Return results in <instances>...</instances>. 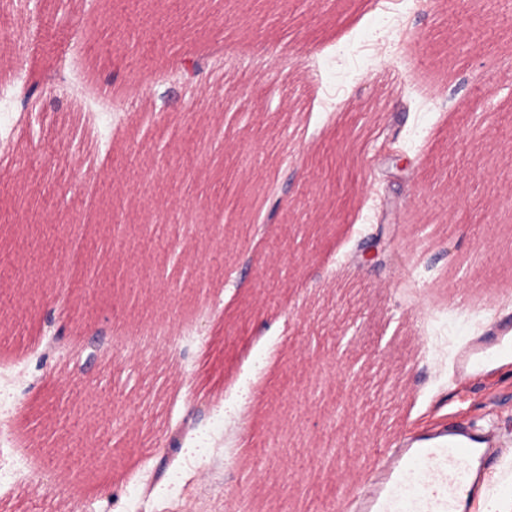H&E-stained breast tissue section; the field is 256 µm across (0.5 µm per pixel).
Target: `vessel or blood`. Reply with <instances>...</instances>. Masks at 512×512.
<instances>
[{
    "label": "vessel or blood",
    "mask_w": 512,
    "mask_h": 512,
    "mask_svg": "<svg viewBox=\"0 0 512 512\" xmlns=\"http://www.w3.org/2000/svg\"><path fill=\"white\" fill-rule=\"evenodd\" d=\"M473 425L456 423L400 452L383 451V482L360 499L362 512H461L466 491L487 475V451Z\"/></svg>",
    "instance_id": "b4317fda"
}]
</instances>
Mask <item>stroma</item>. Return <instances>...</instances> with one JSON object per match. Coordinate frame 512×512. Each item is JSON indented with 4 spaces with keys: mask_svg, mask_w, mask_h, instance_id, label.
<instances>
[{
    "mask_svg": "<svg viewBox=\"0 0 512 512\" xmlns=\"http://www.w3.org/2000/svg\"><path fill=\"white\" fill-rule=\"evenodd\" d=\"M167 6L0 0V85L82 53L33 121L0 97V512H337L376 449L488 419L471 512H512V362L453 380L512 326V0ZM177 341L178 337L172 336L168 327L160 323L148 330L144 336L115 338L112 347L115 352L123 354L140 352L149 346L172 348Z\"/></svg>",
    "mask_w": 512,
    "mask_h": 512,
    "instance_id": "1",
    "label": "stroma"
}]
</instances>
